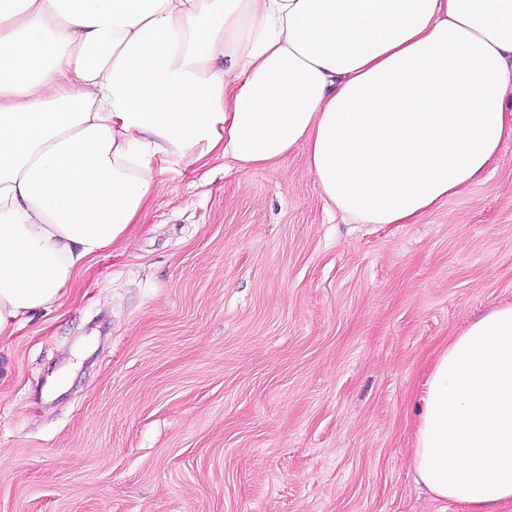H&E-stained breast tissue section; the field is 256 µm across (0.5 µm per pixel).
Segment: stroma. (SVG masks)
I'll use <instances>...</instances> for the list:
<instances>
[{"label":"stroma","mask_w":512,"mask_h":512,"mask_svg":"<svg viewBox=\"0 0 512 512\" xmlns=\"http://www.w3.org/2000/svg\"><path fill=\"white\" fill-rule=\"evenodd\" d=\"M304 158L169 175L0 339V512H438L418 394L512 303V141L414 224L330 210Z\"/></svg>","instance_id":"stroma-1"}]
</instances>
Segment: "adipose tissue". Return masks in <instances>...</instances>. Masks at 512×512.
I'll use <instances>...</instances> for the list:
<instances>
[{
    "mask_svg": "<svg viewBox=\"0 0 512 512\" xmlns=\"http://www.w3.org/2000/svg\"><path fill=\"white\" fill-rule=\"evenodd\" d=\"M512 0H0V339L127 239L164 174L297 146L359 224H413L512 139ZM412 467L512 505V303L437 356Z\"/></svg>",
    "mask_w": 512,
    "mask_h": 512,
    "instance_id": "adipose-tissue-1",
    "label": "adipose tissue"
}]
</instances>
